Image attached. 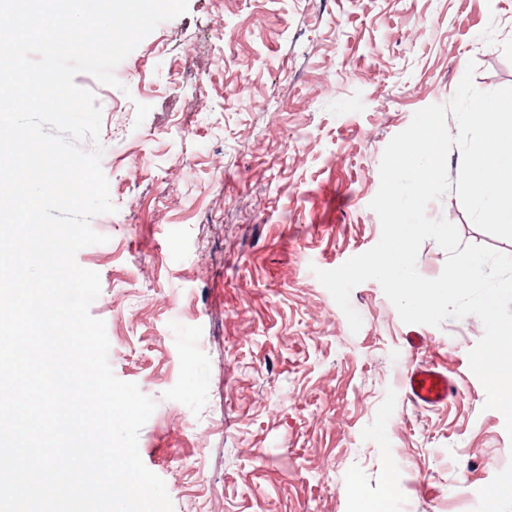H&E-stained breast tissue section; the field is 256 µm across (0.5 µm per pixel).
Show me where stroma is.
Segmentation results:
<instances>
[{
	"label": "stroma",
	"mask_w": 512,
	"mask_h": 512,
	"mask_svg": "<svg viewBox=\"0 0 512 512\" xmlns=\"http://www.w3.org/2000/svg\"><path fill=\"white\" fill-rule=\"evenodd\" d=\"M468 70L512 87V0H188L119 87L76 75L116 207L76 261L114 375L157 403L137 446L173 512H512V438L469 366L480 319L403 323L369 280L354 332L315 275L379 241L386 145ZM426 213L512 254L456 193ZM419 361L457 398L411 403Z\"/></svg>",
	"instance_id": "stroma-1"
}]
</instances>
